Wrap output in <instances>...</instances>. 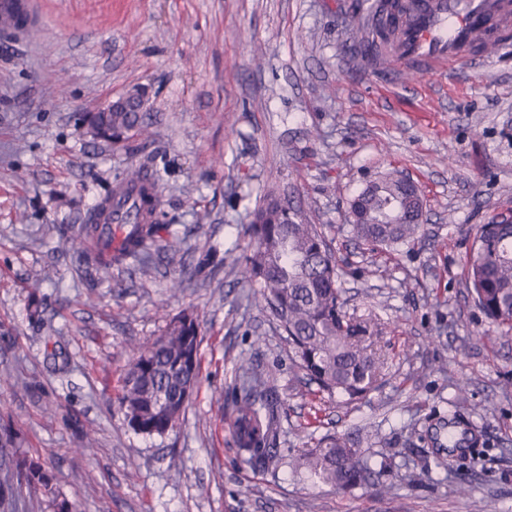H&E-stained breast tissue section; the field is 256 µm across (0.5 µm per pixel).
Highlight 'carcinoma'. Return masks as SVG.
I'll return each mask as SVG.
<instances>
[{"label":"carcinoma","mask_w":512,"mask_h":512,"mask_svg":"<svg viewBox=\"0 0 512 512\" xmlns=\"http://www.w3.org/2000/svg\"><path fill=\"white\" fill-rule=\"evenodd\" d=\"M145 112H90L85 126L93 138L119 143L129 133H144ZM143 183L136 220L118 225L122 236L102 239L106 224L94 223L96 213L83 224L60 229L61 240L77 255L79 263L107 277L112 268L134 264L143 273L155 268L158 254L172 248L163 245L166 225L158 222L165 184L160 171L140 167L121 177L105 198L117 213L130 199L133 186ZM412 193L399 171L383 173L350 202V238L370 252L394 250L426 235L425 225L414 220ZM250 240L240 259V275L257 289L260 302L286 334L291 361L319 390L332 396L363 398L374 390L381 361L373 349L377 325L344 311L340 273L325 225L311 222L305 210L285 194L272 192L242 226ZM466 287L489 320L512 330V223L493 221L475 227L465 265ZM198 323L191 314L174 320L164 336L136 348L123 378L119 410L136 432L162 436L184 416L185 393L199 381V366L184 359L198 353ZM235 415L232 436L243 463L269 466L278 463L280 402L274 388L248 367L234 388ZM289 466L305 471L320 482L341 491L370 484L376 476L361 441L350 436H324L292 457ZM49 480L41 466L16 457L0 467V487L27 489Z\"/></svg>","instance_id":"1"}]
</instances>
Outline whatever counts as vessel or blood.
<instances>
[{
	"label": "vessel or blood",
	"mask_w": 512,
	"mask_h": 512,
	"mask_svg": "<svg viewBox=\"0 0 512 512\" xmlns=\"http://www.w3.org/2000/svg\"><path fill=\"white\" fill-rule=\"evenodd\" d=\"M19 16L31 18L28 0H0V31ZM382 22L391 34L375 65L397 74L439 77L462 62L478 72L489 49L512 46V0H373L362 30L373 35Z\"/></svg>",
	"instance_id": "obj_1"
}]
</instances>
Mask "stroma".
Here are the masks:
<instances>
[{"label":"stroma","mask_w":512,"mask_h":512,"mask_svg":"<svg viewBox=\"0 0 512 512\" xmlns=\"http://www.w3.org/2000/svg\"><path fill=\"white\" fill-rule=\"evenodd\" d=\"M370 3L34 0V34L0 41V428L77 512H512V332L464 279L467 231L512 212V52L478 75L462 63L391 84L350 40ZM137 86L150 140L92 139L83 115ZM142 165L164 178L177 251L146 275L81 273L59 225L82 223ZM389 170L420 185L428 235L371 254L338 226ZM272 188L330 225L344 309L380 327L383 368L363 399L308 383L241 280L239 227ZM212 249L223 263L197 272ZM185 313L199 322L198 386L177 428L136 433L118 409L124 374L136 346ZM243 364L283 403L280 465L243 464L234 445ZM452 415L485 454L438 447ZM84 430L94 445L82 452ZM326 434L360 437L373 485L342 493L288 468Z\"/></svg>","instance_id":"35a3bbf8"}]
</instances>
